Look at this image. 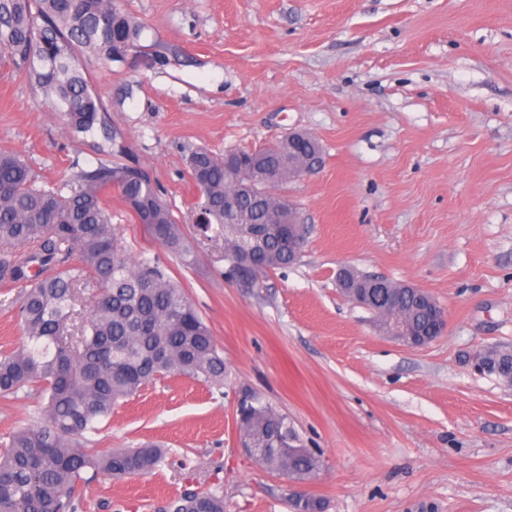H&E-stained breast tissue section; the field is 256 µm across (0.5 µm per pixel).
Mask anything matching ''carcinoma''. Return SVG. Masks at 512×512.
<instances>
[{"label":"carcinoma","instance_id":"obj_1","mask_svg":"<svg viewBox=\"0 0 512 512\" xmlns=\"http://www.w3.org/2000/svg\"><path fill=\"white\" fill-rule=\"evenodd\" d=\"M143 26L121 0H0V69L22 77L61 116L74 136L99 135L94 165L71 163V173L46 181L15 153L0 152V286L18 288L17 319L23 341L0 354V399L41 398L27 426L0 443V512H77L92 477L145 475L163 450L89 447L88 433L112 410L148 384L170 375L201 378L220 386L228 378L224 356L209 326L166 268L150 258L132 259L112 224L109 201L117 194L134 223L159 241L183 267L197 261L196 247L156 183L130 161L129 149L112 126L111 104L93 86L85 66L109 67L140 44ZM275 159L278 182L297 169L320 166L323 151L308 134L254 150L192 151L187 175L199 192L203 239L224 250V261L245 268L260 283L269 273L297 262L286 234L304 240L296 210L272 194V185L245 187L241 167ZM236 197L226 208L224 198ZM370 276L352 271L336 278L348 296ZM88 316L76 310L86 297ZM398 313L408 332L441 335L435 315L419 306L409 288L391 283L373 313L380 327ZM499 376L512 372V352L494 349ZM236 425L240 444L258 448L256 462L291 480L306 481L324 467L305 447L288 416L261 393L243 386ZM159 512H224V497L187 492Z\"/></svg>","mask_w":512,"mask_h":512}]
</instances>
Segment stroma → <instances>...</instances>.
<instances>
[{"label":"stroma","mask_w":512,"mask_h":512,"mask_svg":"<svg viewBox=\"0 0 512 512\" xmlns=\"http://www.w3.org/2000/svg\"><path fill=\"white\" fill-rule=\"evenodd\" d=\"M152 60L92 82L131 157L187 218L197 147L252 150L291 132L319 140L317 171L276 187L295 205L300 260L244 290L221 249L180 269L120 199L131 249L173 270L231 373L223 387L170 376L117 407L97 448H165L145 476H98L78 512H156L215 492L224 512H512V386L468 354L512 347V0H124ZM47 180L95 164L20 78L0 72V150ZM411 284L447 310L442 338L413 348L345 298L338 269ZM285 413L319 475L294 485L238 445L237 388Z\"/></svg>","instance_id":"1"}]
</instances>
